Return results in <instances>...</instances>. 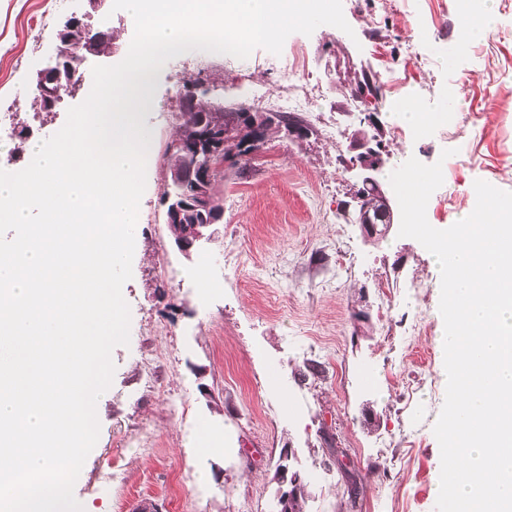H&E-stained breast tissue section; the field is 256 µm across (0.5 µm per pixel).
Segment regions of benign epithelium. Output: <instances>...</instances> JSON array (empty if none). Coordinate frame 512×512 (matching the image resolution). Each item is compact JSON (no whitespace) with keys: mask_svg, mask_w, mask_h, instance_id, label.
<instances>
[{"mask_svg":"<svg viewBox=\"0 0 512 512\" xmlns=\"http://www.w3.org/2000/svg\"><path fill=\"white\" fill-rule=\"evenodd\" d=\"M101 39V34L89 32V37L80 53L78 66L71 71L68 82L73 90H78L83 85V70L89 57L98 55L96 44ZM66 57V53L62 45H55L53 56L48 64L36 74L35 84L42 88L48 89V85L56 82L62 77L61 64ZM356 149L359 153L350 158L343 160V163L349 170L357 171L358 182L366 188H373L375 193L379 195L382 204V210L387 213L388 217H393V209L389 191L384 189L376 178V172L383 166V158L381 149L373 148L371 140L363 139L356 143ZM197 155L203 156V160L193 163L190 167L181 171L173 172V180L175 181H194L197 183L195 195L188 201L167 196L164 200L165 205V223L171 224L181 219L186 211H195L203 216L209 217V221L204 224H188L185 232L175 238V246L184 254L188 255L200 243L208 241L211 236L208 235L210 228L221 220L223 215V207L218 200V196L212 189L210 174L213 170L219 168L216 161L222 159V145L216 140H208L204 142V146L197 147ZM365 198L360 193H355L349 206L352 207L355 214V223L361 226L364 234L368 238L377 235L386 234L392 228L393 223L389 222L382 226L378 225L368 207L364 204ZM290 454L286 453L282 457V464L278 465L276 471V481L278 491L276 494V512H288L290 502L296 496L307 492L309 483L305 476L296 470H292L285 461L288 460Z\"/></svg>","mask_w":512,"mask_h":512,"instance_id":"benign-epithelium-1","label":"benign epithelium"}]
</instances>
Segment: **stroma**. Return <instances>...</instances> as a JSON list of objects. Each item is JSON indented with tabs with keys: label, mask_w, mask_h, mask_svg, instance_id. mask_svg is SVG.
<instances>
[{
	"label": "stroma",
	"mask_w": 512,
	"mask_h": 512,
	"mask_svg": "<svg viewBox=\"0 0 512 512\" xmlns=\"http://www.w3.org/2000/svg\"><path fill=\"white\" fill-rule=\"evenodd\" d=\"M351 33H294L284 54L307 52L304 83L316 111L297 112L307 139L274 134L265 159L227 171L216 239L191 255L175 246L161 203L167 178L146 172L135 227L128 344L111 354L98 441L74 484L90 512H273L284 450L309 481L305 512H436L440 448L433 426L446 382L440 272L418 241L390 230L364 237L346 208L357 188L356 129L378 136L380 181L409 158L442 162L429 223L473 211L474 183L512 191V0H490L498 22L459 52L454 0H342ZM81 0H0V112L45 140L93 84L55 111L33 103L34 75ZM202 78L208 102L281 95L282 56L191 51L155 72L141 111L155 152L175 135L177 94ZM378 93L364 96L362 80ZM406 100L447 123L416 134L397 118ZM377 113L379 126H361ZM450 157H443V150ZM206 268L208 287L198 283ZM211 448L195 454L199 430ZM207 481H200L199 471Z\"/></svg>",
	"instance_id": "stroma-1"
}]
</instances>
